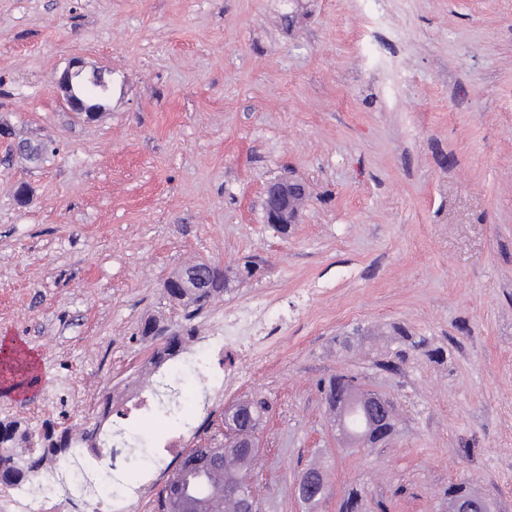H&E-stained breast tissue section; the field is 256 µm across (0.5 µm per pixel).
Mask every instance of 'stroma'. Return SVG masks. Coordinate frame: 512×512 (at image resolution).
Here are the masks:
<instances>
[{"mask_svg": "<svg viewBox=\"0 0 512 512\" xmlns=\"http://www.w3.org/2000/svg\"><path fill=\"white\" fill-rule=\"evenodd\" d=\"M75 57L113 83L92 121L57 85ZM1 120L53 150L32 166L0 140V344L42 363L0 381V418L122 410L126 385L154 391L147 317L194 327L185 361L264 299L254 333L280 331L248 380L116 424L138 467L179 464L148 449L188 424L222 442L258 396V512H339L354 490L361 512H446L459 481L512 512V0H0ZM288 175L307 195L282 234L260 196ZM198 262L237 276L188 321L162 285ZM341 372L395 399L390 437L337 440L322 387Z\"/></svg>", "mask_w": 512, "mask_h": 512, "instance_id": "obj_1", "label": "stroma"}]
</instances>
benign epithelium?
Returning <instances> with one entry per match:
<instances>
[{
    "label": "benign epithelium",
    "instance_id": "1",
    "mask_svg": "<svg viewBox=\"0 0 512 512\" xmlns=\"http://www.w3.org/2000/svg\"><path fill=\"white\" fill-rule=\"evenodd\" d=\"M85 72V63L81 59H73L62 71L58 85L65 93L68 110L84 119L92 120L99 108L93 102L79 95L73 84L76 76ZM307 194L306 185L291 177H282L269 182L263 190L261 205L265 222L279 229L286 230L288 225L299 220L301 204ZM226 272L215 265H206V275L200 276L191 269H183L163 282V287L170 288L177 283L180 287L196 296L211 291L217 284H227ZM336 420L333 429L336 437L342 442L359 445L369 442L370 436L387 437L394 430L392 418V401L380 394L368 392L357 382L341 389L336 394ZM248 411L242 403L236 404L224 413L225 440L227 445L234 448H258L256 431L245 434L239 431L238 421ZM226 492L239 500L248 512H256V501L250 489L240 483L226 486ZM297 496L323 498L326 495L324 487H315L306 476H301L296 484ZM448 512H483L482 503L469 497L448 500Z\"/></svg>",
    "mask_w": 512,
    "mask_h": 512
}]
</instances>
